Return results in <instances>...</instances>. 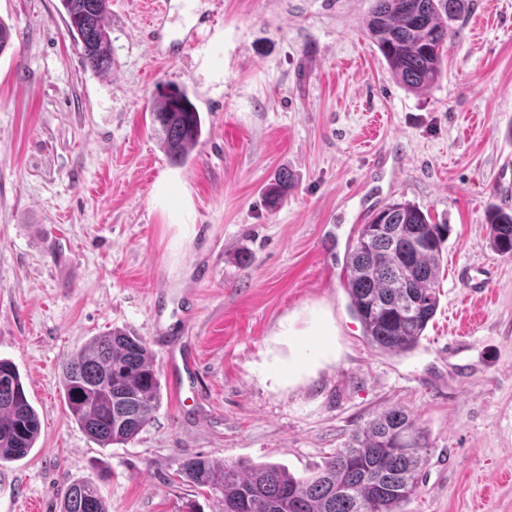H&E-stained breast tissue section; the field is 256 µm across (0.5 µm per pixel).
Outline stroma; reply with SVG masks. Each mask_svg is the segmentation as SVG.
Listing matches in <instances>:
<instances>
[{
  "mask_svg": "<svg viewBox=\"0 0 512 512\" xmlns=\"http://www.w3.org/2000/svg\"><path fill=\"white\" fill-rule=\"evenodd\" d=\"M372 6L167 0L147 31L152 0H112L102 77L61 0H0V359L41 420L0 466V512H59L77 479L110 512H218L181 459L307 476L394 406L429 440L407 512H512V257L485 217L512 205V0H465L421 92L369 38ZM169 84L205 120L182 166L152 131ZM395 201L449 227L437 313L405 356L367 343L344 288L361 225ZM115 328L148 343L161 403L103 448L69 417L62 363ZM179 350L202 382L171 369Z\"/></svg>",
  "mask_w": 512,
  "mask_h": 512,
  "instance_id": "obj_1",
  "label": "stroma"
}]
</instances>
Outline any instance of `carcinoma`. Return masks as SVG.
I'll use <instances>...</instances> for the list:
<instances>
[{
	"mask_svg": "<svg viewBox=\"0 0 512 512\" xmlns=\"http://www.w3.org/2000/svg\"><path fill=\"white\" fill-rule=\"evenodd\" d=\"M68 30L81 44L84 68L112 69V38L105 18L110 0H62ZM464 0H374L370 37L392 76L409 90H424L443 75L444 46L453 36L448 19ZM152 124L171 164H185L203 136L200 112L188 93L171 88L154 102ZM292 187L281 172L267 188L276 205ZM384 229L368 245L353 244L347 256L351 309L376 350L406 355L420 343L439 306L440 261L448 225L431 223L410 202H393L361 226ZM489 244L512 257V209H487ZM64 404L71 419L100 447L126 445L154 418L160 378L147 342L126 329L89 339L63 364ZM40 423L15 364L0 360V462L31 452ZM429 448L428 437L403 407H392L355 430L317 471L297 477L273 463L214 462L188 458L179 472L208 489L219 512H405L415 495ZM60 512H108L98 486L72 481Z\"/></svg>",
	"mask_w": 512,
	"mask_h": 512,
	"instance_id": "1",
	"label": "carcinoma"
}]
</instances>
